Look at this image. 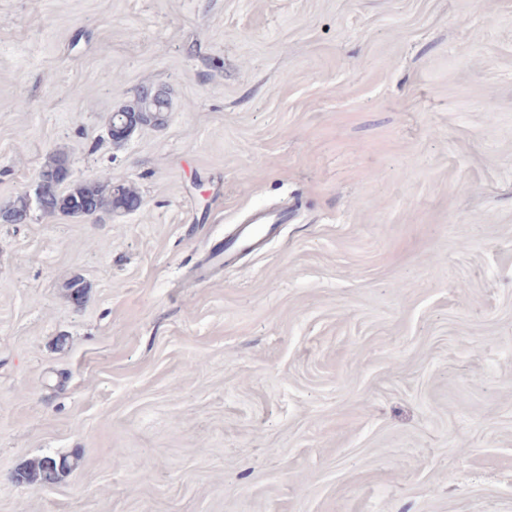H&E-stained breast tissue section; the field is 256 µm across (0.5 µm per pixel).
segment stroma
Returning <instances> with one entry per match:
<instances>
[{
	"mask_svg": "<svg viewBox=\"0 0 512 512\" xmlns=\"http://www.w3.org/2000/svg\"><path fill=\"white\" fill-rule=\"evenodd\" d=\"M60 148L143 206L0 222V512H512V0H0V207ZM169 108V101L167 102H154L149 97H147L142 92L137 93L134 97V100L128 104L121 107L119 110L121 112H113L109 123H112V120L117 119L121 120L120 125H130L131 128H134L136 125L140 124L139 117H130L126 113L123 112H135L142 113L147 117V122H159L162 123L165 120L164 112H167ZM113 116V119H112ZM288 218L287 214H281L277 218L266 215H255L247 224L238 227L237 231L226 238L224 247L216 249L214 258L219 263L229 264L242 254L256 251L262 245L266 236L275 230L277 222ZM261 226V227H258ZM79 464V458L69 456H43L34 460L28 466L18 471L24 485L42 486L55 480L59 481L65 474L71 472ZM17 474L14 479L18 483ZM56 483H50L42 487H51Z\"/></svg>",
	"mask_w": 512,
	"mask_h": 512,
	"instance_id": "obj_1",
	"label": "stroma"
}]
</instances>
